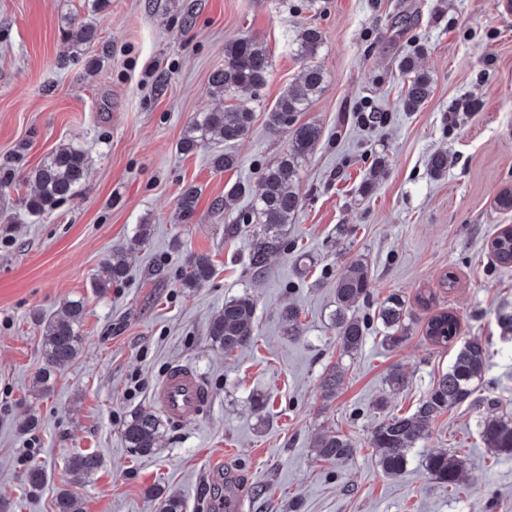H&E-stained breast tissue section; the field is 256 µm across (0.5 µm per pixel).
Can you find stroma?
<instances>
[{"mask_svg": "<svg viewBox=\"0 0 512 512\" xmlns=\"http://www.w3.org/2000/svg\"><path fill=\"white\" fill-rule=\"evenodd\" d=\"M93 25L99 41L66 58L68 18ZM323 33L316 56L323 93L300 122L322 136L300 171L302 205L285 247L267 273L248 268L250 239L227 227L256 223L250 196L229 197L236 183L257 185L288 150L287 133L266 112L299 81L304 63L296 31ZM248 35L271 59L266 85L239 93L254 111L249 135L232 145L237 167L209 164V151L177 149L199 112L223 107L209 92L225 45ZM415 56L433 92L404 111L398 62ZM378 112L382 121L362 123ZM89 157L88 176L52 211L29 215L30 172L58 147ZM448 153L433 177L430 155ZM387 167L370 193L361 186L378 158ZM200 192L192 221L181 220V189ZM512 189V8L505 0H0V506L5 512H55L57 489L77 496L80 512H157L147 494L180 493L187 512H512V458L491 455L479 435L484 415L512 418V341L496 323L512 306V267L493 263L488 244L512 225L496 206ZM150 236L140 239L141 225ZM354 231L339 236L337 225ZM123 250L127 274L105 293L92 288L101 263ZM209 255L212 278L181 285L190 256ZM367 269L372 302L407 301L409 337L384 348L378 333L343 353L330 326L337 277L350 262ZM456 278L442 289L445 275ZM428 295L429 305L418 298ZM257 304L254 339L232 354L215 347L208 322L225 301ZM84 298L82 346L47 394L34 377L44 365L42 320L65 300ZM300 312L299 336L282 312ZM447 310L461 336L488 338L491 366L466 405L440 415L412 452L407 470L385 476L370 444L388 415L413 413L455 348L424 336L431 313ZM176 365L204 380L202 413L168 423L157 449L129 452V414L153 405L162 376ZM339 366L343 382L325 397L322 380ZM401 366L408 387L391 392ZM267 406L255 412L253 398ZM384 409H376L379 399ZM349 436L350 460L314 459L313 440L329 429ZM466 458L458 491L427 473L438 449ZM94 451L102 469L83 478L69 459ZM42 464L43 490L25 472Z\"/></svg>", "mask_w": 512, "mask_h": 512, "instance_id": "35a3bbf8", "label": "stroma"}]
</instances>
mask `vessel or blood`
<instances>
[{
  "label": "vessel or blood",
  "mask_w": 512,
  "mask_h": 512,
  "mask_svg": "<svg viewBox=\"0 0 512 512\" xmlns=\"http://www.w3.org/2000/svg\"><path fill=\"white\" fill-rule=\"evenodd\" d=\"M154 400L172 421L180 422L200 413L208 401V392L192 369L176 366L156 387Z\"/></svg>",
  "instance_id": "b4317fda"
}]
</instances>
